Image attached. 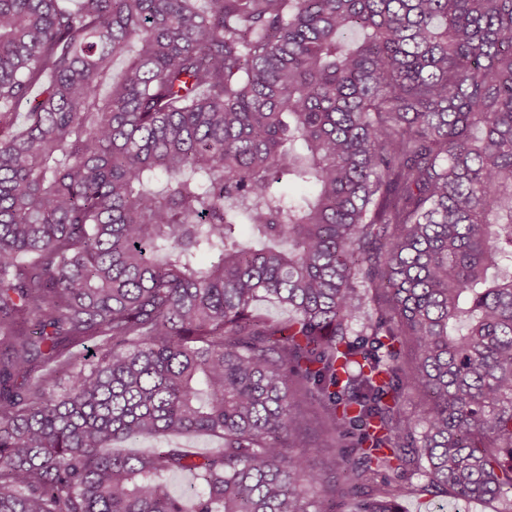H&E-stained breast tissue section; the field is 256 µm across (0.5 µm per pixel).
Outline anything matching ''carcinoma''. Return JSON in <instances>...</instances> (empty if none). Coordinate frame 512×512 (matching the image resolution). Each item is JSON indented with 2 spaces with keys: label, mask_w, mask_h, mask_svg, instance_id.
I'll return each mask as SVG.
<instances>
[{
  "label": "carcinoma",
  "mask_w": 512,
  "mask_h": 512,
  "mask_svg": "<svg viewBox=\"0 0 512 512\" xmlns=\"http://www.w3.org/2000/svg\"><path fill=\"white\" fill-rule=\"evenodd\" d=\"M184 433L222 447L109 450ZM416 475L512 512V0H0V512ZM292 450L295 454L303 453L309 466L315 471L327 470L329 476H332L330 473L335 456L331 449L321 453L316 448H293Z\"/></svg>",
  "instance_id": "obj_1"
}]
</instances>
